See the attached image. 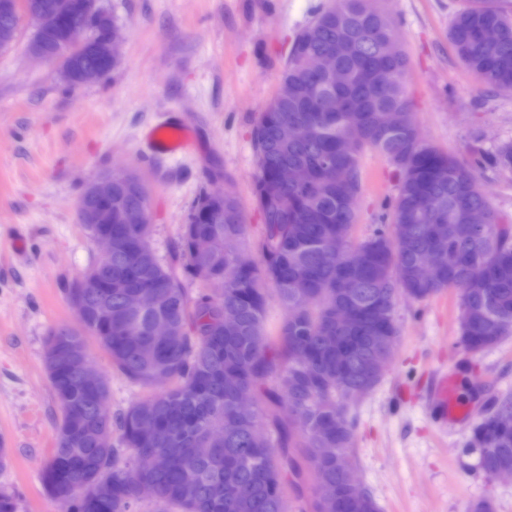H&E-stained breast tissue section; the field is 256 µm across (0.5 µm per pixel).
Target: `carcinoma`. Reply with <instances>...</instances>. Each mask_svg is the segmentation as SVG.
I'll return each instance as SVG.
<instances>
[{
  "instance_id": "1",
  "label": "carcinoma",
  "mask_w": 512,
  "mask_h": 512,
  "mask_svg": "<svg viewBox=\"0 0 512 512\" xmlns=\"http://www.w3.org/2000/svg\"><path fill=\"white\" fill-rule=\"evenodd\" d=\"M49 8L55 0H13L0 13V31L14 43L22 16L33 2ZM496 28L486 42L480 33ZM395 30L384 11L363 0H333L299 32L279 75V90L254 125L257 158L254 196L263 215L257 256L241 267L246 224L230 193L201 192L193 202L169 262H162L150 236L124 224L130 208H148L141 180L113 177L112 234L122 249L102 272L106 284L84 296L79 317L112 366L151 393L110 414L107 378L96 391L83 388L67 369L68 353L86 351L84 338L68 336L45 368L61 410L55 446L42 467V481L62 512H289L285 474L290 448L305 449L317 482L336 484V495L320 500L316 512H380L374 496L349 493L339 461L354 444L355 423L345 410L350 394L370 393L381 374L376 351L392 357L398 340L397 298L425 302L453 288L460 294L459 340L468 349H489L512 336V225L503 222L489 199L475 189L476 167L423 140L405 92L407 58L392 54ZM448 37L479 82L512 94V12L494 0H469L453 18ZM32 40L52 50L64 41L62 27L36 31ZM332 53L344 74L340 82L315 68ZM393 112L394 124L386 123ZM313 128L309 139L281 143L284 125ZM372 149L398 172L391 223L342 244L339 265L326 260L337 231L357 220L362 192L360 157ZM281 162L301 169L288 188L275 180ZM491 164L512 170V143L500 145ZM484 211L478 233L471 213ZM446 245L441 277L418 279L427 251ZM224 279L214 295L187 285ZM129 292L149 298L138 310L125 304ZM288 310L276 346L265 330L270 294ZM112 309V327L100 311ZM353 315L336 322V312ZM162 320L169 335L158 339L152 326ZM266 393L288 406L290 419L251 415L237 409V390ZM111 436L109 447L94 439ZM484 449L478 467L486 476L512 469V428L487 418L468 441ZM208 448L197 456L194 450ZM158 465L149 475L153 496L142 499L140 455Z\"/></svg>"
}]
</instances>
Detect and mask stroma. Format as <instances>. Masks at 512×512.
I'll use <instances>...</instances> for the list:
<instances>
[{
    "label": "stroma",
    "instance_id": "obj_1",
    "mask_svg": "<svg viewBox=\"0 0 512 512\" xmlns=\"http://www.w3.org/2000/svg\"><path fill=\"white\" fill-rule=\"evenodd\" d=\"M331 0H102L122 29L121 60L102 81L66 88L55 65L32 59L33 28L21 20L0 50V448L9 466L0 488L17 512H61L41 470L55 442L60 409L48 379L51 329L77 326L67 286L97 259L78 200L104 168L138 171L150 188L152 246L168 258L200 191L233 193L254 246L263 216L253 199L252 128L278 87L293 35ZM465 0H378L394 20L409 61L406 91L422 137L439 150L490 157L512 142V94L490 90L468 71L448 39ZM183 117L196 148L151 154L147 133ZM354 238L367 236L395 196L397 176L383 156L361 159ZM477 185L512 224V172L482 165ZM459 295L417 304L399 298L398 342L381 383L352 403L351 457L382 512H469L480 498L512 512V482L494 480L468 453L471 428L512 391V338L473 353L459 341ZM88 356L109 382L107 409H125L141 388L116 372L95 338ZM455 375L471 413L439 430L425 398L437 369Z\"/></svg>",
    "mask_w": 512,
    "mask_h": 512
}]
</instances>
